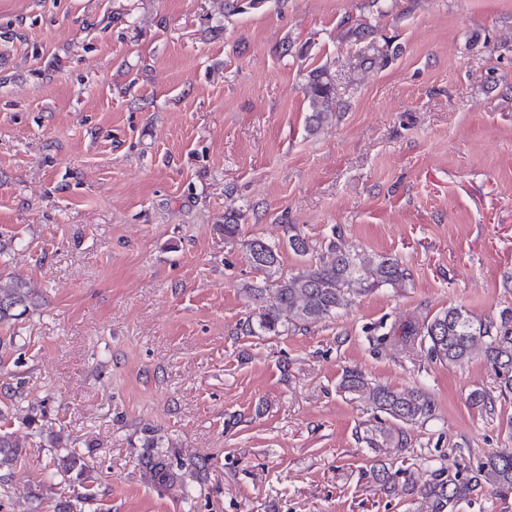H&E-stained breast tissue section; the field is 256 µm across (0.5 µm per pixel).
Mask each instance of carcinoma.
Returning <instances> with one entry per match:
<instances>
[{"instance_id":"carcinoma-1","label":"carcinoma","mask_w":512,"mask_h":512,"mask_svg":"<svg viewBox=\"0 0 512 512\" xmlns=\"http://www.w3.org/2000/svg\"><path fill=\"white\" fill-rule=\"evenodd\" d=\"M331 90L327 72L313 74L309 120L316 127L332 118ZM287 245L302 257L313 252L308 239L298 233L288 235ZM246 247L256 271L270 277L277 273V246L255 238L247 241ZM406 278L405 270L393 258H359L331 241L317 254L314 264L280 280L276 287L249 285L245 292L259 303V330L278 334L284 327L296 329L330 318L355 297L384 285L399 286ZM30 299L31 291L23 282L0 287V322L16 318V310L27 308ZM405 341L428 344L433 359L450 365H461L480 355L501 379V393H512V325L506 321L497 326L491 321H478L459 307H450L408 328ZM341 387L396 422L393 428L382 427L365 436L370 444L380 435L396 440L401 452L407 444L404 427L423 425L435 417V401L422 388L394 390L368 381L358 371L348 372ZM24 453L26 449L16 444L11 433L0 431V470L18 463ZM148 465L160 484H172L177 479L176 465L165 458L150 457ZM486 487L498 493L512 492V452H491L466 475L457 463L433 468L422 484L411 487L416 504L413 512H450L457 503Z\"/></svg>"}]
</instances>
